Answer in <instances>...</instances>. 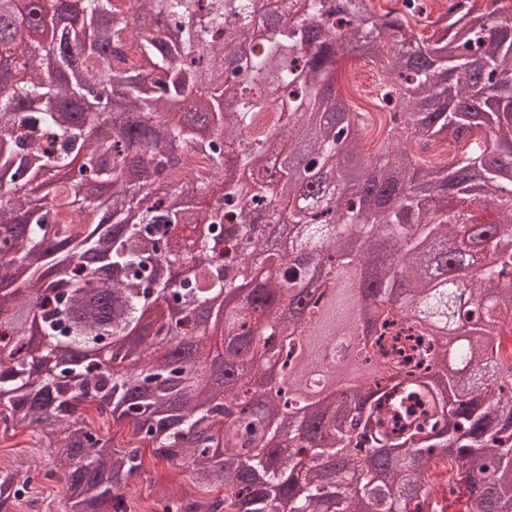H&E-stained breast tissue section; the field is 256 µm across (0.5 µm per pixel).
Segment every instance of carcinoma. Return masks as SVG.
<instances>
[{"label": "carcinoma", "mask_w": 512, "mask_h": 512, "mask_svg": "<svg viewBox=\"0 0 512 512\" xmlns=\"http://www.w3.org/2000/svg\"><path fill=\"white\" fill-rule=\"evenodd\" d=\"M381 16L373 0H0V62L16 85L0 88V422L31 428L57 449L68 512H131L123 489L144 468L141 448L185 469L191 484L163 494V512H447L425 489L441 464L465 497V512H512V290L489 314L482 289L456 304L455 284L481 244L493 243L485 276L512 285V183L486 157L512 161V6L490 12L450 0L436 20L423 0H399ZM136 10L151 37L131 30ZM445 25L426 36L422 26ZM250 45L233 67L225 38ZM111 58L112 100L125 110L110 129L72 107L105 96L91 82ZM368 64L391 55L380 98L390 129L420 143H461L445 163L396 148L367 160L340 204L298 203L294 148L326 161L340 142L353 157L366 115L336 93V57ZM53 60L67 70L43 81ZM183 99L180 111L170 103ZM150 152L156 167L136 166ZM484 171L482 197L469 170ZM284 215L292 238L266 247L250 218ZM209 237L181 250L171 230ZM185 266L173 283L161 264ZM320 262L337 274L366 262L365 286L384 308L358 363L371 378L307 402L280 388L253 416L238 409L257 387L252 337L306 336L321 349L339 326L352 331L345 296L285 286L289 262ZM224 307L222 333L194 313L243 281ZM51 344L26 342L31 309ZM307 301L299 321L282 309ZM467 326L453 364L444 343L413 321ZM153 329L147 346L134 333ZM112 346V373L66 351ZM224 347V397L203 386ZM131 429L127 446L96 420ZM31 468L0 466V512L31 499Z\"/></svg>", "instance_id": "cac0c4a2"}]
</instances>
